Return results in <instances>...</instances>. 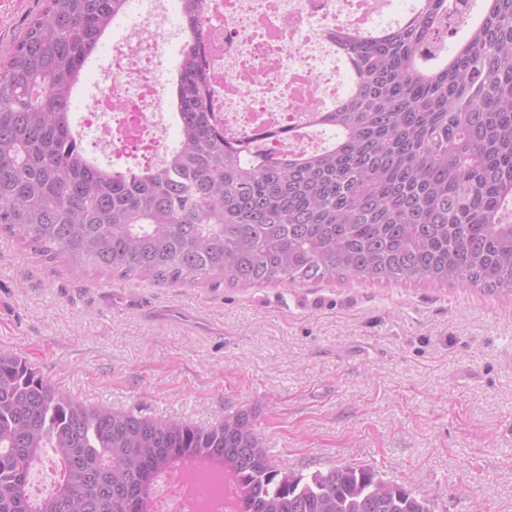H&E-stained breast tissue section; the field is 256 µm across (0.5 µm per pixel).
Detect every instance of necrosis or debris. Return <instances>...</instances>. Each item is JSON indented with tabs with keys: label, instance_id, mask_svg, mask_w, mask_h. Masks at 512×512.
<instances>
[{
	"label": "necrosis or debris",
	"instance_id": "4bbe7bcc",
	"mask_svg": "<svg viewBox=\"0 0 512 512\" xmlns=\"http://www.w3.org/2000/svg\"><path fill=\"white\" fill-rule=\"evenodd\" d=\"M201 38L207 66L221 80L213 89L215 118L225 131L256 134L259 149L277 156L297 141L282 129L297 126L303 110L340 86L328 49L327 19L363 20L364 0H216ZM132 18L112 44L83 107V127L101 149L120 148L141 164H159L174 148L162 129L171 114L167 90L157 80L172 46L187 32L160 16L164 0H130Z\"/></svg>",
	"mask_w": 512,
	"mask_h": 512
}]
</instances>
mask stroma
<instances>
[{
  "instance_id": "1",
  "label": "stroma",
  "mask_w": 512,
  "mask_h": 512,
  "mask_svg": "<svg viewBox=\"0 0 512 512\" xmlns=\"http://www.w3.org/2000/svg\"><path fill=\"white\" fill-rule=\"evenodd\" d=\"M44 0H0V61ZM91 404L208 427L251 412L274 463L371 465L435 512H512V296L350 278L162 286L0 236V352Z\"/></svg>"
}]
</instances>
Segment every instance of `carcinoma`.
<instances>
[{
	"label": "carcinoma",
	"instance_id": "1",
	"mask_svg": "<svg viewBox=\"0 0 512 512\" xmlns=\"http://www.w3.org/2000/svg\"><path fill=\"white\" fill-rule=\"evenodd\" d=\"M0 65V233L70 267L155 285L294 286L336 277L481 286L512 295V0H426L382 39L332 40L360 84L319 112L314 152L269 156L212 120L197 36L206 0H179L192 39L173 82L174 149L137 172L90 160L70 103L126 0H45ZM471 16L446 53L441 34ZM62 464L27 495L33 463ZM231 477L236 512H435L371 466L278 468L238 410L202 428L86 404L0 353V512H154L188 463Z\"/></svg>",
	"mask_w": 512,
	"mask_h": 512
}]
</instances>
